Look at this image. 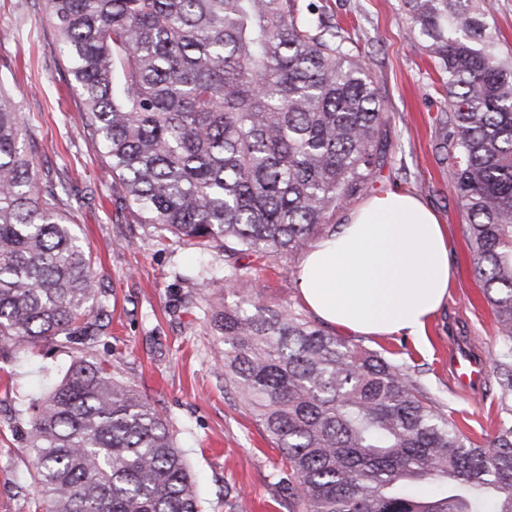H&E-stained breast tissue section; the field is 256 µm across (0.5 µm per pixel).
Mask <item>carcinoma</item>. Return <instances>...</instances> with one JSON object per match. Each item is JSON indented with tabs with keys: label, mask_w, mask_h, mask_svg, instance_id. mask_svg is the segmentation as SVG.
<instances>
[{
	"label": "carcinoma",
	"mask_w": 512,
	"mask_h": 512,
	"mask_svg": "<svg viewBox=\"0 0 512 512\" xmlns=\"http://www.w3.org/2000/svg\"><path fill=\"white\" fill-rule=\"evenodd\" d=\"M481 0H401L448 97L438 150L495 319L500 422L465 440L404 364L239 293L240 256L311 247L389 161L379 82L313 0H48L128 209L224 252L216 369L288 465L299 512H512V56ZM0 78V343H83L105 305L65 187ZM46 512H204L166 417L93 357L27 421ZM424 483L432 495H417Z\"/></svg>",
	"instance_id": "obj_1"
}]
</instances>
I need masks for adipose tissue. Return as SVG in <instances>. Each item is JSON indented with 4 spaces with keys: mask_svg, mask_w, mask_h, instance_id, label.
Listing matches in <instances>:
<instances>
[{
    "mask_svg": "<svg viewBox=\"0 0 512 512\" xmlns=\"http://www.w3.org/2000/svg\"><path fill=\"white\" fill-rule=\"evenodd\" d=\"M451 277L444 225L420 200L389 191L313 244L297 285L315 316L344 332L420 339Z\"/></svg>",
    "mask_w": 512,
    "mask_h": 512,
    "instance_id": "1",
    "label": "adipose tissue"
}]
</instances>
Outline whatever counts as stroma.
Here are the masks:
<instances>
[{
  "mask_svg": "<svg viewBox=\"0 0 512 512\" xmlns=\"http://www.w3.org/2000/svg\"><path fill=\"white\" fill-rule=\"evenodd\" d=\"M333 23L358 44L379 81L395 151L390 166L372 176L364 198L391 190L410 193L448 229L453 277L449 296L431 316L423 339L399 332L356 336L353 344L404 363L422 388L474 442L498 422L497 387L487 378L476 396L464 394L448 373V344L476 341L484 359L500 343L481 291L469 245L468 218L435 146L438 117L448 104L433 62L409 36L400 0H328ZM0 78L13 80L41 147V172L65 183L80 206L84 238L101 282L110 325L94 344L44 341L0 356V512H33L37 484L25 449L26 409L45 383L94 355L108 358L116 376L137 389L173 424L186 452L206 512H295L278 450L239 396L214 367L221 345L210 324L222 283L206 284L201 267L224 270L219 251L203 254L138 223L112 191L104 157L79 112L46 0H0ZM302 258L244 256L241 291L262 292L275 309H303L297 281Z\"/></svg>",
  "mask_w": 512,
  "mask_h": 512,
  "instance_id": "obj_1",
  "label": "stroma"
}]
</instances>
